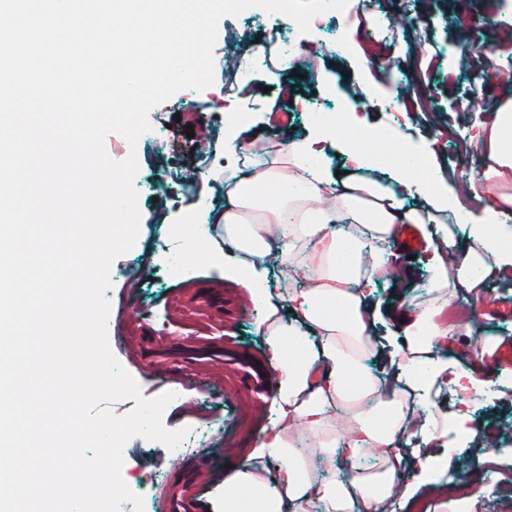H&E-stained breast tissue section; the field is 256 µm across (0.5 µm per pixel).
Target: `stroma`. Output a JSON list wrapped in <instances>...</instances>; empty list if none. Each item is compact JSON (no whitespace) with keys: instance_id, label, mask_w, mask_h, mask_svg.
I'll use <instances>...</instances> for the list:
<instances>
[{"instance_id":"1","label":"stroma","mask_w":512,"mask_h":512,"mask_svg":"<svg viewBox=\"0 0 512 512\" xmlns=\"http://www.w3.org/2000/svg\"><path fill=\"white\" fill-rule=\"evenodd\" d=\"M381 12L397 21L394 34L375 31ZM281 26L280 17L262 13L222 18L215 67L238 57L234 35L264 42ZM339 31L348 53H325ZM510 34L512 0H375L343 24L328 17L320 30L298 35L305 55L289 70L258 58L242 83L217 79L189 98L177 93L151 110V129L139 137L135 153L138 237L110 270L108 340L144 398L171 388L181 391L161 422L169 430L189 428L193 443L180 456L142 437L126 443L121 476L133 492L143 493L144 512H170L171 498L190 482L206 494L224 479L226 444L249 451L272 416V389L264 382L270 370L267 347L254 329L259 311L246 288L225 279L223 266L208 257L224 237L223 225L212 223L210 215L224 202L225 113L237 109L239 98H249L240 117L243 129L282 139L306 133L311 107L345 110L353 114L367 152L375 155L399 141L419 153L424 141H431L448 172L449 195L466 207L465 187L484 168L485 158L476 149L457 163L456 141L478 136L481 124L491 121L497 99L512 88V53L501 48ZM485 47L494 54L493 70L480 78L475 55ZM373 58L381 60V68H364V60ZM359 84L371 90V108H354L352 89ZM202 124L211 151L201 163L194 159L195 141L187 129ZM202 225L210 234L200 240L196 231ZM406 230L414 237L413 248L397 238L372 246L374 252L410 259L413 267L407 280H382L372 289L371 301L381 311L373 332L393 345L402 337L386 314L388 307L404 293L424 291L431 279L422 226L410 224ZM176 245L181 253L173 269L168 256ZM481 299L501 307L498 316L484 321L494 348L475 354L465 329L446 355L458 360L461 372H474L494 390L476 405L474 421L497 450L492 465L497 482L487 485L477 474L483 453L478 443L445 436L428 446L413 440L409 447L422 457L447 458L448 478L468 477L473 512H486L490 501L500 512H512V441L504 438L512 429V363L498 358L512 345V282L489 284ZM131 307L138 311L132 320L126 315Z\"/></svg>"}]
</instances>
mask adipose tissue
Returning <instances> with one entry per match:
<instances>
[{
    "label": "adipose tissue",
    "mask_w": 512,
    "mask_h": 512,
    "mask_svg": "<svg viewBox=\"0 0 512 512\" xmlns=\"http://www.w3.org/2000/svg\"><path fill=\"white\" fill-rule=\"evenodd\" d=\"M335 144L318 132L291 138L262 165L253 159L264 147L257 137L224 142L243 165L225 182L212 221L223 225L238 277L263 309L257 329L277 382L273 419L206 500V512H387L403 493L396 473L413 468L432 485L418 512H462L440 482L447 462L410 459L394 443L439 437L438 422L417 419L410 401L448 377L435 347L458 326L443 310L458 297L478 298L488 283L512 280V97L497 103L478 141L487 165L469 187L477 211L460 245L439 219L446 195L423 194V205L406 207L407 197L422 194L421 181L363 178L378 163L372 154L348 152L336 173L317 165ZM403 224L427 233L437 295L390 310L406 348L388 356L373 339L367 295L375 280H402L408 270L368 251L366 241L394 237ZM373 358L380 370L369 367ZM300 441L306 451H298ZM364 455L378 459L376 471L339 475L341 457Z\"/></svg>",
    "instance_id": "obj_1"
}]
</instances>
